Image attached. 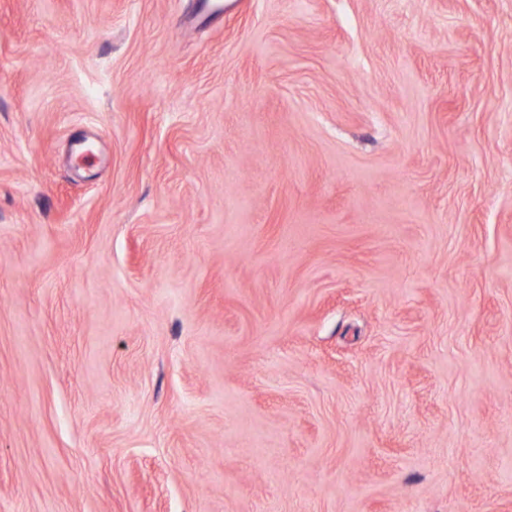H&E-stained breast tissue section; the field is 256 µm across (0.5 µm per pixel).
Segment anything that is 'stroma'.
<instances>
[{"instance_id":"1","label":"stroma","mask_w":512,"mask_h":512,"mask_svg":"<svg viewBox=\"0 0 512 512\" xmlns=\"http://www.w3.org/2000/svg\"><path fill=\"white\" fill-rule=\"evenodd\" d=\"M0 512H512V0H0Z\"/></svg>"}]
</instances>
